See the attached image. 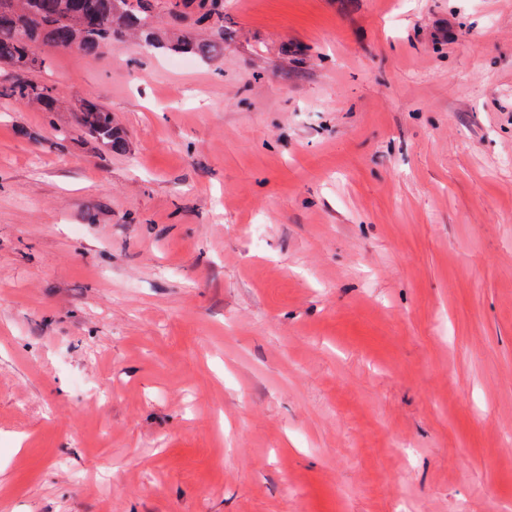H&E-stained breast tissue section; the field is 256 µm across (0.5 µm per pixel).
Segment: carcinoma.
Here are the masks:
<instances>
[{
    "label": "carcinoma",
    "mask_w": 512,
    "mask_h": 512,
    "mask_svg": "<svg viewBox=\"0 0 512 512\" xmlns=\"http://www.w3.org/2000/svg\"><path fill=\"white\" fill-rule=\"evenodd\" d=\"M159 0H0V68L17 76L0 84V95L19 103L37 104L45 112H58L65 101L54 85L28 78L46 67L38 49L52 47L99 56L137 30L141 48L189 54L209 60L224 50V0H166V8L179 35L168 41L156 36L154 11ZM209 24L211 36L193 37L191 29ZM78 129L113 152L128 148L126 132L105 106L83 99L71 107Z\"/></svg>",
    "instance_id": "1"
}]
</instances>
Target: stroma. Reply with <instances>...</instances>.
I'll list each match as a JSON object with an SVG mask.
<instances>
[{
    "mask_svg": "<svg viewBox=\"0 0 512 512\" xmlns=\"http://www.w3.org/2000/svg\"><path fill=\"white\" fill-rule=\"evenodd\" d=\"M224 37L0 97V512H512V0ZM76 114L78 129L97 140L112 152H125L128 148L126 132L105 106L94 99H83L70 108Z\"/></svg>",
    "mask_w": 512,
    "mask_h": 512,
    "instance_id": "35a3bbf8",
    "label": "stroma"
}]
</instances>
